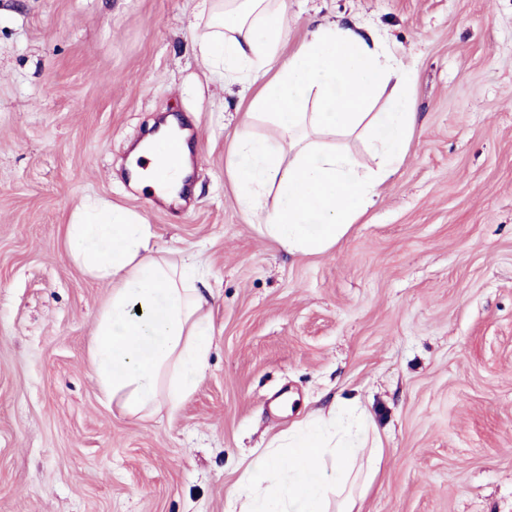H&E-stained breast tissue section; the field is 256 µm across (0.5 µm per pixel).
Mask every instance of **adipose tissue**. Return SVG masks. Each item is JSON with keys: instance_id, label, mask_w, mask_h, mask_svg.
Instances as JSON below:
<instances>
[{"instance_id": "1", "label": "adipose tissue", "mask_w": 512, "mask_h": 512, "mask_svg": "<svg viewBox=\"0 0 512 512\" xmlns=\"http://www.w3.org/2000/svg\"><path fill=\"white\" fill-rule=\"evenodd\" d=\"M209 30L196 48L216 62L224 79L243 89L258 86L246 120L263 112L281 130L277 139L237 133L228 172L240 204L265 210L261 232L298 256L339 243L372 206L403 162L417 120L406 92L412 80L387 40L338 24H321L294 51H286L285 0H203ZM390 106L369 111L379 94ZM364 136L373 166L358 168L344 149L319 134ZM186 131L168 119L135 147L132 181L166 199L177 198L190 171L189 153L166 163L167 139ZM69 259L112 292L89 347L107 404L137 415L160 406L177 409L207 368L209 298L196 254L174 262L162 257L150 225L106 202H81L65 227ZM369 416L358 401L335 403L326 417L273 441L253 458L229 495L230 512H354L348 490L356 463L365 486L380 471L382 450L368 442Z\"/></svg>"}]
</instances>
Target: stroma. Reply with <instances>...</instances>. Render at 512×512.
<instances>
[{
  "mask_svg": "<svg viewBox=\"0 0 512 512\" xmlns=\"http://www.w3.org/2000/svg\"><path fill=\"white\" fill-rule=\"evenodd\" d=\"M285 2L289 47L325 22L384 36L418 114L375 205L307 257L238 203L249 100L197 57V0H0V512H228L253 454L338 398L384 448L361 512H512V0ZM170 115L187 206L126 167ZM86 196L206 267L209 367L176 411L102 400L112 286L65 246Z\"/></svg>",
  "mask_w": 512,
  "mask_h": 512,
  "instance_id": "1",
  "label": "stroma"
}]
</instances>
